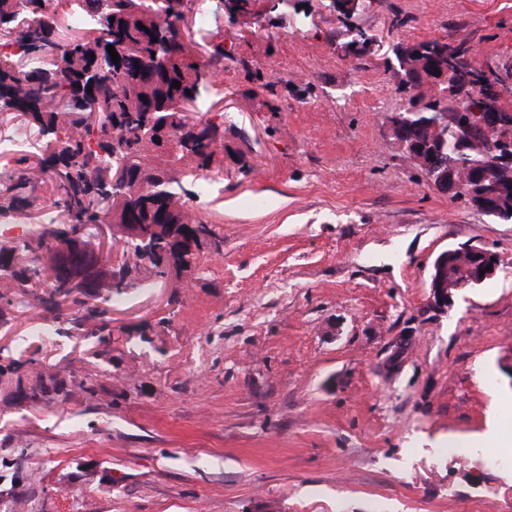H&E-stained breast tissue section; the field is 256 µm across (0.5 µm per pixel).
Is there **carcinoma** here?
Listing matches in <instances>:
<instances>
[{
	"label": "carcinoma",
	"instance_id": "1",
	"mask_svg": "<svg viewBox=\"0 0 512 512\" xmlns=\"http://www.w3.org/2000/svg\"><path fill=\"white\" fill-rule=\"evenodd\" d=\"M45 3L0 0V22L22 24L0 30V38L17 47L0 53V112L25 117L39 146L38 158H20L17 178L0 186V216L31 209L40 186L56 216L29 238L0 242V280L24 294L33 282L43 284V302L72 300L71 322L106 345L112 295L137 287L129 261L149 263L162 278L170 266H188L195 256L193 249H165L161 236L155 249L144 252L124 225L197 224L210 236L208 225L189 209L182 179L224 171V135L218 125L192 116L208 87L179 34L184 0H67L69 37L63 40L57 37V13ZM109 45L119 55L117 64ZM175 81L180 88L172 87ZM89 88L90 95L79 94ZM403 90L412 100L427 101L422 111L446 112L451 122L477 105L468 91L428 96L406 78ZM489 189L486 182L467 183L463 203L475 205ZM105 224L122 235L123 261L107 267L103 293L76 295L52 255L78 239L92 245Z\"/></svg>",
	"mask_w": 512,
	"mask_h": 512
}]
</instances>
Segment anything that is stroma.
I'll use <instances>...</instances> for the list:
<instances>
[{
	"label": "stroma",
	"instance_id": "35a3bbf8",
	"mask_svg": "<svg viewBox=\"0 0 512 512\" xmlns=\"http://www.w3.org/2000/svg\"><path fill=\"white\" fill-rule=\"evenodd\" d=\"M205 2L216 24L187 0L181 35L224 121L222 181L187 186L214 236L136 270L105 347L0 283V512H512L486 438L512 403V221L437 190L386 122L396 43L512 70V0ZM353 26L381 50L344 54ZM462 246L499 270L433 309ZM495 256L497 257L496 254ZM495 256L488 249L473 246L449 249L440 253L433 263L429 276L430 304L439 309H447L454 294L463 289L465 280L468 283L480 284L493 277L499 266L498 257L496 259ZM460 258H466V263L461 264ZM452 264L464 268L459 275H463L465 280L456 282V275H448V269ZM489 265H492V268L487 270ZM481 271H484V276H481Z\"/></svg>",
	"mask_w": 512,
	"mask_h": 512
}]
</instances>
